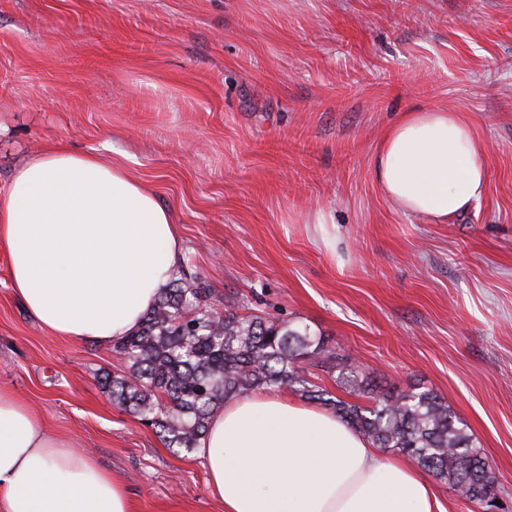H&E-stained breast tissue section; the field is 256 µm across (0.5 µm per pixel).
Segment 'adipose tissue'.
Returning a JSON list of instances; mask_svg holds the SVG:
<instances>
[{
    "mask_svg": "<svg viewBox=\"0 0 512 512\" xmlns=\"http://www.w3.org/2000/svg\"><path fill=\"white\" fill-rule=\"evenodd\" d=\"M485 152L457 112L412 109L380 140L373 170L400 212L443 224L483 197ZM0 250L32 318L104 346L141 327L183 261L150 187L63 145L14 171L0 194ZM195 455L224 512H445L407 458H381L335 412L286 393L225 401ZM0 512H132V502L120 475L0 389Z\"/></svg>",
    "mask_w": 512,
    "mask_h": 512,
    "instance_id": "ef3b65f1",
    "label": "adipose tissue"
}]
</instances>
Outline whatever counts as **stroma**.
Wrapping results in <instances>:
<instances>
[{
  "instance_id": "35a3bbf8",
  "label": "stroma",
  "mask_w": 512,
  "mask_h": 512,
  "mask_svg": "<svg viewBox=\"0 0 512 512\" xmlns=\"http://www.w3.org/2000/svg\"><path fill=\"white\" fill-rule=\"evenodd\" d=\"M414 107L486 145L484 198L445 224L374 178ZM59 144L157 193L216 312L305 325L385 388L444 397L512 506V0H0V193ZM123 365L40 326L0 253V387L121 474L134 512H224L202 462L97 384Z\"/></svg>"
}]
</instances>
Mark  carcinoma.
<instances>
[{"label":"carcinoma","instance_id":"cac0c4a2","mask_svg":"<svg viewBox=\"0 0 512 512\" xmlns=\"http://www.w3.org/2000/svg\"><path fill=\"white\" fill-rule=\"evenodd\" d=\"M113 351L125 370L100 384L112 403L152 425L167 448L193 451L211 414L229 399L288 388L339 414L376 448L402 452L458 496L488 508L497 495L494 465L475 446L448 402L430 390L385 391L351 359L295 322L233 309L215 312L207 290L187 277L172 281L141 327ZM338 372L358 404L336 398L306 377L305 366Z\"/></svg>","mask_w":512,"mask_h":512}]
</instances>
